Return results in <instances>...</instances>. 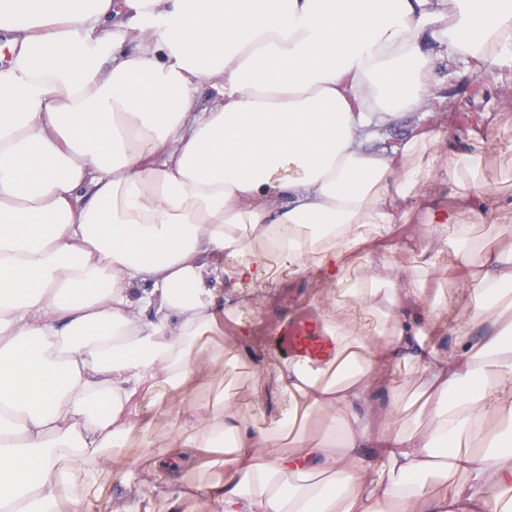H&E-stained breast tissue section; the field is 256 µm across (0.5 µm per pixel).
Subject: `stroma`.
<instances>
[{"mask_svg":"<svg viewBox=\"0 0 512 512\" xmlns=\"http://www.w3.org/2000/svg\"><path fill=\"white\" fill-rule=\"evenodd\" d=\"M445 86L454 88V114L440 113L449 138L465 140L468 133L478 130L484 112L497 116V124L480 150L483 154L482 178L499 184L502 192L512 196V155H501L495 148L498 141L512 139V84H494L479 77L457 81L453 74H445ZM414 266L412 254L396 251L388 263L364 253L357 254L348 270L353 280L366 281L368 287L381 288L385 283H400L406 272ZM331 285L321 280L315 262L296 269L282 260L271 259L269 279L262 285H243L244 295L250 302L233 315L225 316L220 329L216 330L207 349L198 354L200 363H209L215 353L221 351L226 338L243 336L251 356L236 364L225 366L223 375L211 382L212 392H222L240 404L249 405L254 414L256 429H263L267 420V401L276 385V368L279 362L271 338L284 318L316 316L319 320L336 316L335 308L328 301ZM397 391H389L388 378H375L377 391L374 405L385 407L392 394L402 400H410L420 390L423 377L419 370L406 362L398 363Z\"/></svg>","mask_w":512,"mask_h":512,"instance_id":"stroma-1","label":"stroma"}]
</instances>
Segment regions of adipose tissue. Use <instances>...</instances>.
Wrapping results in <instances>:
<instances>
[{"mask_svg":"<svg viewBox=\"0 0 512 512\" xmlns=\"http://www.w3.org/2000/svg\"><path fill=\"white\" fill-rule=\"evenodd\" d=\"M0 0V512H61L104 474L134 476L133 433L154 480L103 512H512V248L465 232L441 249L405 237L416 278L367 288L350 256L387 258L429 197L461 187L476 223L512 209L477 177L478 153L447 147L428 122L441 81L512 82V8L501 0ZM135 53L115 57L125 39ZM218 99L201 107V82ZM418 116L379 149L378 128ZM315 259L328 301L360 321L327 322L335 358L280 368L278 412L251 411L192 355L225 298L263 280L269 255ZM469 296L452 346L424 329L433 272ZM425 378L419 422L392 400L370 425L372 378L395 363ZM222 465V479L172 473ZM459 475L437 492L430 475Z\"/></svg>","mask_w":512,"mask_h":512,"instance_id":"ef3b65f1","label":"adipose tissue"}]
</instances>
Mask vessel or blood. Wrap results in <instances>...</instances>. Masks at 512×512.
<instances>
[{
	"mask_svg": "<svg viewBox=\"0 0 512 512\" xmlns=\"http://www.w3.org/2000/svg\"><path fill=\"white\" fill-rule=\"evenodd\" d=\"M278 356L301 361L312 367L324 366L334 351V344L320 322L294 319L286 322L273 341Z\"/></svg>",
	"mask_w": 512,
	"mask_h": 512,
	"instance_id": "b4317fda",
	"label": "vessel or blood"
}]
</instances>
